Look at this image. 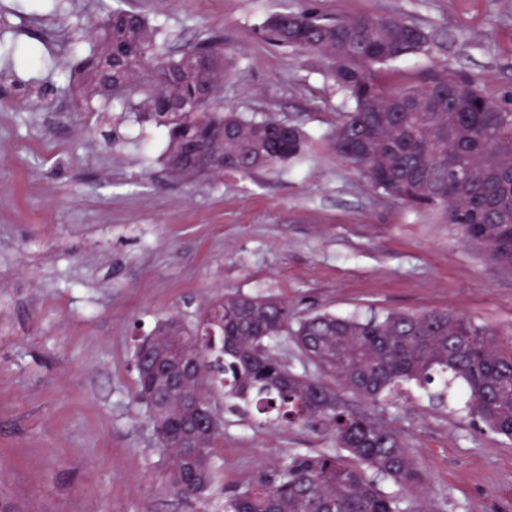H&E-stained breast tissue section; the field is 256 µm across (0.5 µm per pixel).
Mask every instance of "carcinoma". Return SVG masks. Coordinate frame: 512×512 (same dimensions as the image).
Wrapping results in <instances>:
<instances>
[{
    "mask_svg": "<svg viewBox=\"0 0 512 512\" xmlns=\"http://www.w3.org/2000/svg\"><path fill=\"white\" fill-rule=\"evenodd\" d=\"M267 40L321 56L328 72L353 102L336 128V152L371 185L410 206L441 208L448 223L512 271V111L498 105L465 76L440 75L421 85L394 89L389 66L432 49L429 34L398 17L363 15L331 21L309 10L292 13L288 29L279 16L266 22ZM95 38L102 50L78 69L92 92L104 85L140 91L132 105L167 130L168 165L187 177L273 169L304 154L308 138L291 126L274 146L271 120L233 112L171 111L199 89L219 86L223 70L216 40L205 39L175 58L153 38L146 19L120 6H103ZM224 166L185 169L188 142ZM288 305L270 296L228 292L203 312L196 337L204 380L224 387L228 412L245 418L258 411L273 422L317 427L330 433L339 452L293 454L281 468L258 474V483L224 496V512H429L415 504L425 474L410 449L369 413L355 409L343 392L373 405L390 403L410 386L429 403L457 413L512 440V343L469 317L445 311H390L383 317L317 313L290 330ZM293 332L302 356L335 380L291 371L270 344ZM177 332L161 325L141 348L153 358L171 351ZM139 397L170 436L191 416L187 396L166 390L148 371H138ZM219 433L207 434L199 454L165 449L170 484L199 498L213 482L211 454ZM372 469L390 479L385 492L366 478Z\"/></svg>",
    "mask_w": 512,
    "mask_h": 512,
    "instance_id": "1",
    "label": "carcinoma"
}]
</instances>
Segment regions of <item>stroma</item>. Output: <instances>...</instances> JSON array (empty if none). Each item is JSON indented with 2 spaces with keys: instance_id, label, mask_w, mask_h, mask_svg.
I'll list each match as a JSON object with an SVG mask.
<instances>
[{
  "instance_id": "obj_1",
  "label": "stroma",
  "mask_w": 512,
  "mask_h": 512,
  "mask_svg": "<svg viewBox=\"0 0 512 512\" xmlns=\"http://www.w3.org/2000/svg\"><path fill=\"white\" fill-rule=\"evenodd\" d=\"M97 0H0V512H224L292 453L332 435L225 413L215 480L173 494L169 458L138 398L135 350L166 320L193 331L227 291L318 311H448L512 339V274L443 211L370 187L334 152L347 105L324 62L261 37L272 15H385L429 33L430 56L391 83L448 71L512 110V0H122L172 54L220 36L221 106L303 127L298 159L192 180L166 168L160 128L116 100H83L69 63ZM36 48L22 66L15 49ZM375 415L426 473L433 512H512V441L411 396Z\"/></svg>"
}]
</instances>
